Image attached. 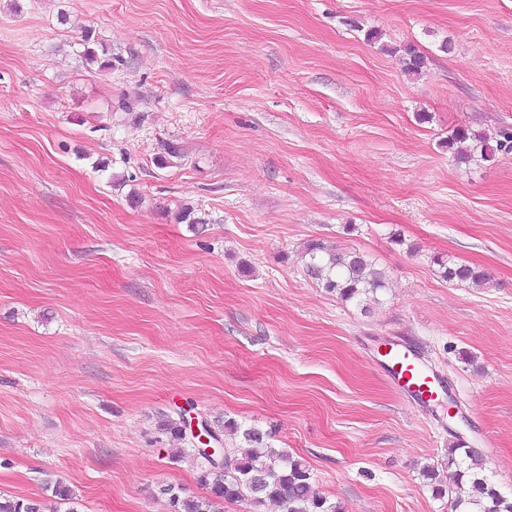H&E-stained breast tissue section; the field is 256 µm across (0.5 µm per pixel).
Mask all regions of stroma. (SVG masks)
Wrapping results in <instances>:
<instances>
[{
  "label": "stroma",
  "mask_w": 512,
  "mask_h": 512,
  "mask_svg": "<svg viewBox=\"0 0 512 512\" xmlns=\"http://www.w3.org/2000/svg\"><path fill=\"white\" fill-rule=\"evenodd\" d=\"M459 127L512 128V0H0V495L171 512L208 493L156 429L191 406L342 512H450L422 472L459 444L512 498V152L456 163ZM311 240L384 268L380 303L313 283ZM388 339L444 375L434 409ZM396 52H401L404 70L408 75L419 76L425 68V56L412 44L401 47ZM440 267V273L448 282L469 283L473 286H486L490 284V277L487 273L477 267L457 264L451 260L443 261L442 258L436 259ZM383 357L396 387L419 403L435 404L445 392V380L425 363L419 353L395 343L390 344Z\"/></svg>",
  "instance_id": "35a3bbf8"
}]
</instances>
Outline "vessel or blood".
<instances>
[{"label": "vessel or blood", "instance_id": "b4317fda", "mask_svg": "<svg viewBox=\"0 0 512 512\" xmlns=\"http://www.w3.org/2000/svg\"><path fill=\"white\" fill-rule=\"evenodd\" d=\"M384 358L386 369L401 392L425 405L438 402L445 391V381L419 353L395 343L390 345Z\"/></svg>", "mask_w": 512, "mask_h": 512}]
</instances>
